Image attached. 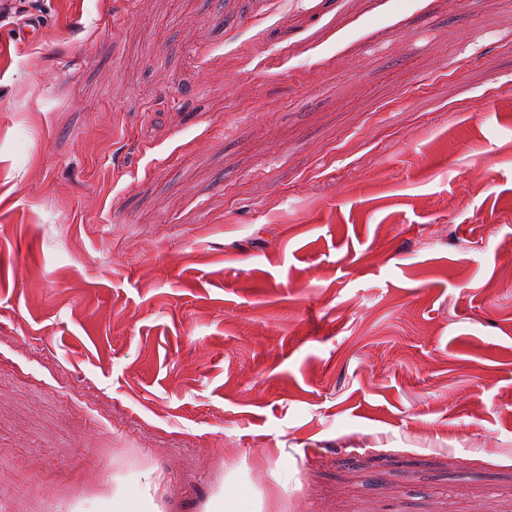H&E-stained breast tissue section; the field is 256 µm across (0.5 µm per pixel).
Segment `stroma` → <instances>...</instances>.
Masks as SVG:
<instances>
[{
  "label": "stroma",
  "instance_id": "35a3bbf8",
  "mask_svg": "<svg viewBox=\"0 0 512 512\" xmlns=\"http://www.w3.org/2000/svg\"><path fill=\"white\" fill-rule=\"evenodd\" d=\"M10 7V512H512V0Z\"/></svg>",
  "mask_w": 512,
  "mask_h": 512
}]
</instances>
